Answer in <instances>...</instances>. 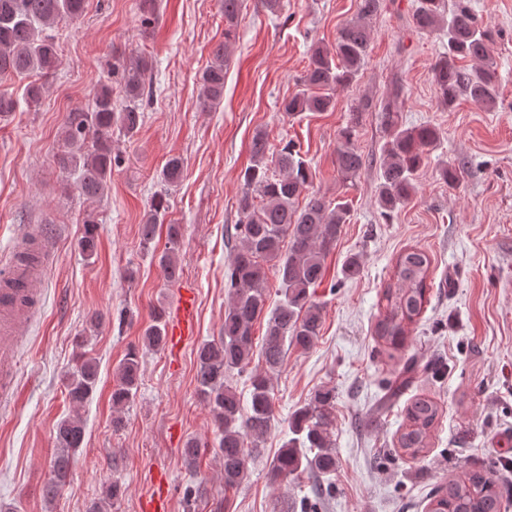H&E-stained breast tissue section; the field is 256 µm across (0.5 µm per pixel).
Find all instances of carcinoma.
Masks as SVG:
<instances>
[{
    "mask_svg": "<svg viewBox=\"0 0 512 512\" xmlns=\"http://www.w3.org/2000/svg\"><path fill=\"white\" fill-rule=\"evenodd\" d=\"M243 0H224V41L212 52L211 64L203 71L200 105L208 110L224 98V80L230 64L229 45L242 10ZM381 0H358L356 17L338 30L333 48L319 46L310 56L303 78L304 89L285 104L284 112H326L332 106L329 95L336 85L353 82L364 65L370 44L366 20L377 14ZM85 0H0V81L32 72H48L59 61L57 44L46 32L63 15L82 16ZM413 25L421 33L436 34L441 51L433 66V80L441 104L452 109L461 99L481 106L495 104L497 61L492 52L491 34L478 25L465 0H456L448 15H443L440 0H418ZM148 62L131 57L112 66L120 75L127 104L116 109L112 89L102 84L88 111L76 110L64 123V149L56 162L63 171L79 170L77 190L88 201L102 195L112 176V130L117 128L132 137L137 133L143 109L150 96L146 87ZM398 97L380 104L379 117L387 131L384 161L379 175L377 203L388 215L411 199L416 176L425 150L440 142V132L432 125L405 128L399 121ZM372 108L365 101L354 110L350 124L341 130L336 146V168L348 180L362 171L365 160L356 144V128L363 113ZM250 164L244 169L243 193L239 199V222L232 235L241 242L226 273L229 302L224 309V325L218 340L206 341L197 350L196 383L199 396L214 417L218 428V454L224 471V488L238 487L247 477L248 464L274 418L270 374L283 364L288 347L309 350L320 334L323 308L314 299L315 288L326 275L325 258L335 247L343 225L349 223L347 204H333L311 195L304 206L299 198L312 179L309 164L288 143L271 149L264 132L254 134L250 144ZM183 175L180 158H170L161 173L167 185ZM167 209L166 199L158 197L142 224L143 240L150 241L159 217ZM179 228L169 225L168 247L159 262L169 281L179 278L176 251ZM95 224L86 220L79 249L88 259L96 253ZM432 260L418 248L400 252L391 269L390 283L383 290V313L375 333L389 357L403 349L412 328L429 302L428 283ZM280 283L281 299L266 321L260 357L263 370L250 376V402L243 406L228 376L243 371L254 356V326L265 310L268 272ZM166 340L162 314L157 313L144 330L143 341L159 348ZM438 363L423 365L408 357L385 388L376 415L396 405L417 379L433 374ZM97 362L80 355L75 370L67 379L70 402L81 406L95 390ZM140 379L139 350L132 348L118 367L112 403L125 405L136 394ZM440 406L431 398L415 396L408 400L405 421L397 436L395 454L419 458L427 453L432 429L440 416ZM334 395L330 389L315 393L312 400L293 414L288 438L272 464L275 480L302 473L311 478L336 472V450L332 439ZM83 420L69 416L55 428L56 451L51 474L44 484L46 498H54L66 485L71 460L81 448ZM502 492L491 477V469L469 471L463 480L452 479L435 490L431 512H504Z\"/></svg>",
    "mask_w": 512,
    "mask_h": 512,
    "instance_id": "cac0c4a2",
    "label": "carcinoma"
}]
</instances>
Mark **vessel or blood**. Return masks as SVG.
Masks as SVG:
<instances>
[{
	"label": "vessel or blood",
	"instance_id": "obj_1",
	"mask_svg": "<svg viewBox=\"0 0 512 512\" xmlns=\"http://www.w3.org/2000/svg\"><path fill=\"white\" fill-rule=\"evenodd\" d=\"M44 292L42 278L30 263L13 259L0 274V399L13 398L20 341L34 319ZM194 304L184 300L169 316L168 342L178 345L190 336Z\"/></svg>",
	"mask_w": 512,
	"mask_h": 512
}]
</instances>
